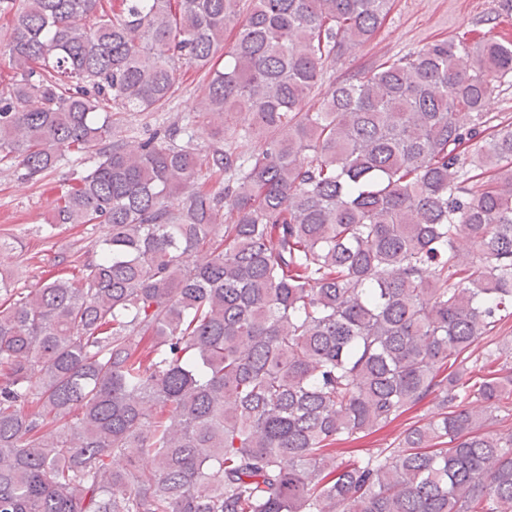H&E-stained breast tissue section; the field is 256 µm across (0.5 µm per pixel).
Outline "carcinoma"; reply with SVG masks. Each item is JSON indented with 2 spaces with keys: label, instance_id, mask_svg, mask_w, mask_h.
<instances>
[{
  "label": "carcinoma",
  "instance_id": "1",
  "mask_svg": "<svg viewBox=\"0 0 512 512\" xmlns=\"http://www.w3.org/2000/svg\"><path fill=\"white\" fill-rule=\"evenodd\" d=\"M240 9L0 0V163L37 183L96 149L49 227L105 228L76 275L0 272V512H512V435L483 431L512 370L472 358L512 317V122L486 111L512 41L435 43L312 112L390 0ZM185 65L197 119L112 140ZM426 400L396 446L342 447Z\"/></svg>",
  "mask_w": 512,
  "mask_h": 512
}]
</instances>
